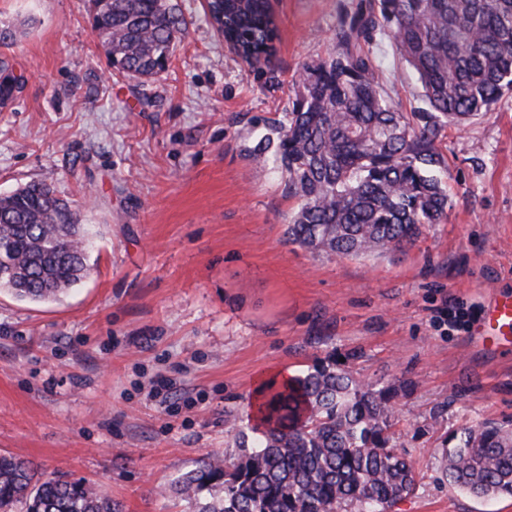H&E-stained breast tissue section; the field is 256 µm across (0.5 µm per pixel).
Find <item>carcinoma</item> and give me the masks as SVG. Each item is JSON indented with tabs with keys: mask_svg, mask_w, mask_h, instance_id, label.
I'll return each instance as SVG.
<instances>
[{
	"mask_svg": "<svg viewBox=\"0 0 512 512\" xmlns=\"http://www.w3.org/2000/svg\"><path fill=\"white\" fill-rule=\"evenodd\" d=\"M114 72L164 73L188 22L176 0H89ZM205 15L244 61L278 39L270 0H205ZM387 36L418 75L427 112H401L382 93L368 46ZM336 51L302 68L292 109L254 152L297 199L288 239L327 256L402 251L448 214L438 142L450 123L492 110L512 91V0H366L334 35ZM25 71L0 56V107ZM78 213L50 184L0 196V288L54 301L90 273ZM396 389L336 363L313 364L261 390L257 424L232 430L235 450L200 460L174 482L188 512H387L414 494L415 462L392 432ZM444 449L441 480L468 495L512 496V429L462 428ZM0 512H120L83 481L47 477L0 454Z\"/></svg>",
	"mask_w": 512,
	"mask_h": 512,
	"instance_id": "1",
	"label": "carcinoma"
}]
</instances>
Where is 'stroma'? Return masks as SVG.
I'll use <instances>...</instances> for the list:
<instances>
[{
  "label": "stroma",
  "instance_id": "1",
  "mask_svg": "<svg viewBox=\"0 0 512 512\" xmlns=\"http://www.w3.org/2000/svg\"><path fill=\"white\" fill-rule=\"evenodd\" d=\"M188 31L166 73L106 77L86 0H0V54L28 81L0 108V194L31 181L70 201L91 272L59 301L0 293V453L84 480L122 512H183L170 484L255 423L262 381L343 360L395 385L400 448L418 466L397 512H512L439 481L451 434L512 428V352L472 349L449 305L478 318L512 291V93L448 126V217L402 253L334 257L290 243L296 205L255 140L292 107L302 67L364 0H272L279 38L250 68L178 0ZM389 99L425 109L386 39Z\"/></svg>",
  "mask_w": 512,
  "mask_h": 512
}]
</instances>
